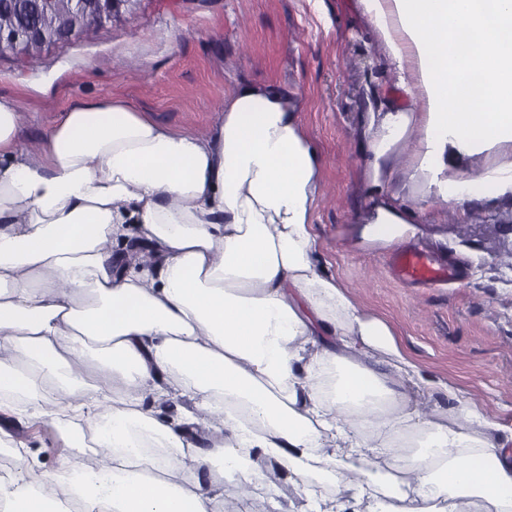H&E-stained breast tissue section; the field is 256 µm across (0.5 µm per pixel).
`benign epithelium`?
<instances>
[{
	"label": "benign epithelium",
	"mask_w": 512,
	"mask_h": 512,
	"mask_svg": "<svg viewBox=\"0 0 512 512\" xmlns=\"http://www.w3.org/2000/svg\"><path fill=\"white\" fill-rule=\"evenodd\" d=\"M125 2L127 0H72L74 20L69 35L60 36L32 25L0 29V51L8 50L26 58L28 46L34 41L40 42L46 50L56 44L78 39L91 27L112 22L119 5Z\"/></svg>",
	"instance_id": "1"
}]
</instances>
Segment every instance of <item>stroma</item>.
I'll list each match as a JSON object with an SVG mask.
<instances>
[{
    "label": "stroma",
    "instance_id": "obj_1",
    "mask_svg": "<svg viewBox=\"0 0 512 512\" xmlns=\"http://www.w3.org/2000/svg\"><path fill=\"white\" fill-rule=\"evenodd\" d=\"M270 82L300 100V122L323 156L325 195L314 210L328 273L358 308L384 320L421 373L452 385L512 438V205L476 207L468 221L431 201L403 248L450 265L453 286L404 284L394 246L361 238L367 173L354 151L360 85L390 82L382 50L358 0H132L113 23L52 47L35 61L0 53V96L15 99L26 143L74 105L123 99L172 129L211 130L238 80ZM12 468L38 474L77 462L59 420L29 410L0 414ZM237 512H374V500L331 487L295 489L275 461Z\"/></svg>",
    "mask_w": 512,
    "mask_h": 512
}]
</instances>
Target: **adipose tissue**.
Returning a JSON list of instances; mask_svg holds the SVG:
<instances>
[{
  "instance_id": "1",
  "label": "adipose tissue",
  "mask_w": 512,
  "mask_h": 512,
  "mask_svg": "<svg viewBox=\"0 0 512 512\" xmlns=\"http://www.w3.org/2000/svg\"><path fill=\"white\" fill-rule=\"evenodd\" d=\"M394 77L365 86L363 238L414 221L386 182L410 138L424 197L459 218L512 203V0H359ZM0 97V411L67 414L73 448L109 462L0 485L8 512H46L37 484L81 512H224L275 460L302 485L327 471L389 512H512V450L472 402L434 383L324 270L313 230L322 158L287 90L242 80L215 129H171L123 100L78 104L34 146ZM494 151L482 167L456 162ZM149 246V263L114 246ZM442 392L450 407L424 409ZM186 399L177 417L156 403ZM220 426L209 447L188 428ZM159 476L137 466L148 447Z\"/></svg>"
}]
</instances>
